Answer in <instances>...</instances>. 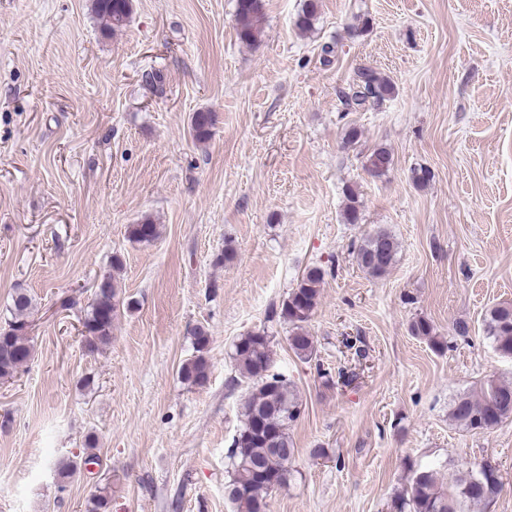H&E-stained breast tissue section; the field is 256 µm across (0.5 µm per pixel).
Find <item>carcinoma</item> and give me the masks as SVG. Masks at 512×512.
<instances>
[{
  "label": "carcinoma",
  "mask_w": 512,
  "mask_h": 512,
  "mask_svg": "<svg viewBox=\"0 0 512 512\" xmlns=\"http://www.w3.org/2000/svg\"><path fill=\"white\" fill-rule=\"evenodd\" d=\"M92 7L106 29L117 32L130 20L132 0H92ZM318 16V0H305L295 21L306 32ZM235 21L240 40L247 44L258 41L261 34L260 0H237ZM395 93L391 81L367 66L359 67L346 91L342 92L345 109L367 112L380 108ZM210 112H196L191 128L197 141L210 140L213 128ZM393 159L385 147H378L367 158L366 168L374 177L385 175ZM344 218L349 224L360 220L359 193L354 187L345 190ZM159 234L158 225L147 217L129 227V235L137 242H151ZM399 244L385 228L368 234L355 247L358 266L374 278L385 276L395 263ZM123 266L121 256H112V271L102 277L95 296L82 320L81 338L85 348L95 352L112 340V324L120 301L114 272ZM325 271L311 267L298 280L271 317L280 318L290 327L288 343L294 353L312 360L315 353L308 325L318 306ZM32 298L17 292L7 308L4 325L0 326V379L8 380L32 358L33 347L28 337ZM412 335L426 339L431 348L442 353L448 343L440 339L432 324L416 319L410 324ZM485 339L503 357L512 358V304H497L484 316ZM195 355L179 368L182 380L203 385L210 373L208 351L210 334L203 326L191 331ZM235 367L250 383L244 402L242 425L233 437L229 459L232 477L226 486L227 498L236 512H268V497L288 486L293 476L297 454L289 430L301 415V404L287 380L272 372V350L265 332H250L234 344ZM450 420L466 432H487L512 417V381L491 379L474 392H463L452 400ZM60 488L78 470L77 462L62 458L55 464ZM408 485L394 496L393 512H491L503 491L499 470L490 466L467 467L457 471L448 485H443L435 467L416 468L408 465Z\"/></svg>",
  "instance_id": "1"
}]
</instances>
